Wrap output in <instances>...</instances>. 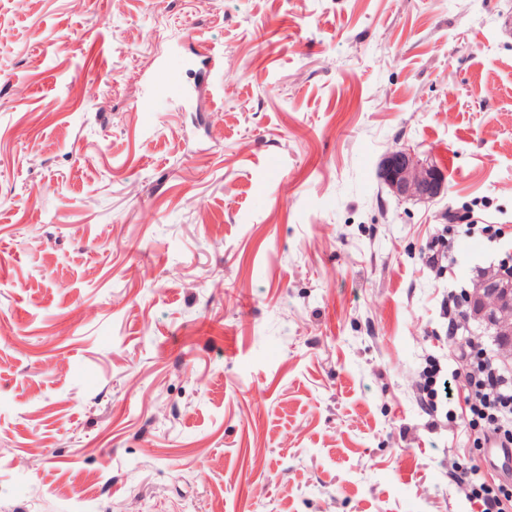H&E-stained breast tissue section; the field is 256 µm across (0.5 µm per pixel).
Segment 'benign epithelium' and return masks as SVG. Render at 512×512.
<instances>
[{
  "instance_id": "obj_1",
  "label": "benign epithelium",
  "mask_w": 512,
  "mask_h": 512,
  "mask_svg": "<svg viewBox=\"0 0 512 512\" xmlns=\"http://www.w3.org/2000/svg\"><path fill=\"white\" fill-rule=\"evenodd\" d=\"M384 183L397 196L430 199L443 186L441 173L404 148L388 152L381 168ZM476 315L503 336L512 334V278L488 272L480 290L471 299Z\"/></svg>"
}]
</instances>
